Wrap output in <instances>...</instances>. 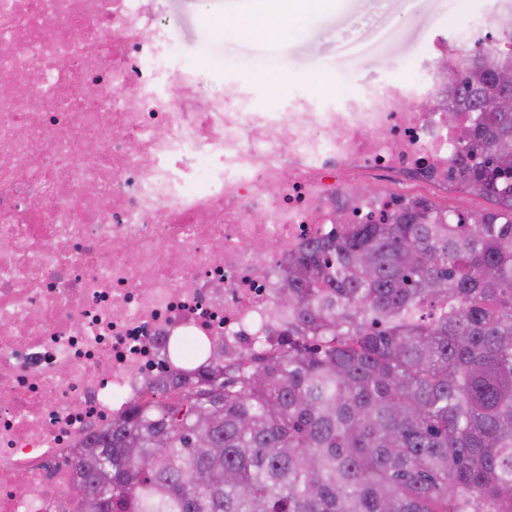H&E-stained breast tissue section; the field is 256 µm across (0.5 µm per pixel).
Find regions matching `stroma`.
I'll return each instance as SVG.
<instances>
[{
  "mask_svg": "<svg viewBox=\"0 0 512 512\" xmlns=\"http://www.w3.org/2000/svg\"><path fill=\"white\" fill-rule=\"evenodd\" d=\"M168 31L205 81L233 92L248 83L261 98H286L316 81L347 85L399 68L434 35L453 36L462 17L482 20L498 0H325L314 13L298 5L263 10L258 0H165ZM371 23L339 38L358 16Z\"/></svg>",
  "mask_w": 512,
  "mask_h": 512,
  "instance_id": "obj_1",
  "label": "stroma"
}]
</instances>
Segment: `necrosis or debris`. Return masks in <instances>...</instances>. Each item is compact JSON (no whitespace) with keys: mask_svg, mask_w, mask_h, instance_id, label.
I'll return each instance as SVG.
<instances>
[{"mask_svg":"<svg viewBox=\"0 0 512 512\" xmlns=\"http://www.w3.org/2000/svg\"><path fill=\"white\" fill-rule=\"evenodd\" d=\"M162 2L0 0V84L23 90L0 96V512H75L69 463L113 418L278 342L290 255L469 174L446 42L261 107L178 60Z\"/></svg>","mask_w":512,"mask_h":512,"instance_id":"4bbe7bcc","label":"necrosis or debris"}]
</instances>
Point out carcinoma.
I'll return each instance as SVG.
<instances>
[{"label":"carcinoma","mask_w":512,"mask_h":512,"mask_svg":"<svg viewBox=\"0 0 512 512\" xmlns=\"http://www.w3.org/2000/svg\"><path fill=\"white\" fill-rule=\"evenodd\" d=\"M448 92L501 208L338 224L288 258V343L198 370L70 462L78 512H512V20Z\"/></svg>","instance_id":"cac0c4a2"}]
</instances>
